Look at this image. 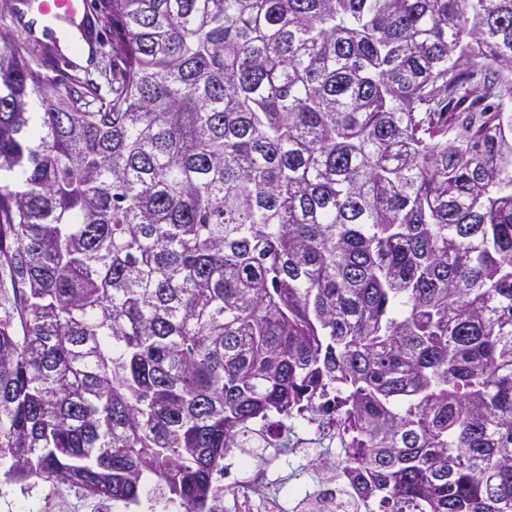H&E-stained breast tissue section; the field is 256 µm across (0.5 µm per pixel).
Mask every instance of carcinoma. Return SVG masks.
Returning a JSON list of instances; mask_svg holds the SVG:
<instances>
[{"label": "carcinoma", "instance_id": "cac0c4a2", "mask_svg": "<svg viewBox=\"0 0 512 512\" xmlns=\"http://www.w3.org/2000/svg\"><path fill=\"white\" fill-rule=\"evenodd\" d=\"M107 9L97 106L0 32V479L204 512L318 400L361 500L512 512V0Z\"/></svg>", "mask_w": 512, "mask_h": 512}]
</instances>
